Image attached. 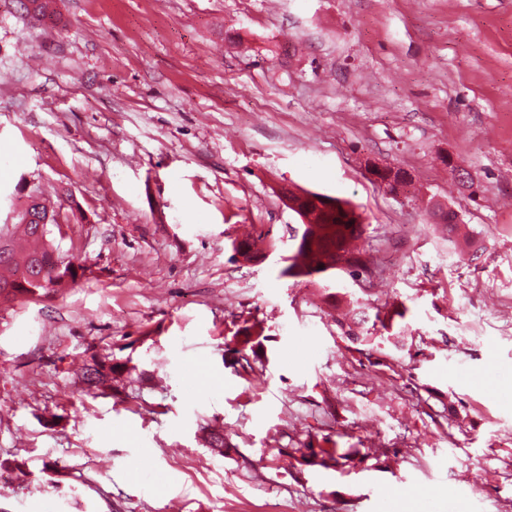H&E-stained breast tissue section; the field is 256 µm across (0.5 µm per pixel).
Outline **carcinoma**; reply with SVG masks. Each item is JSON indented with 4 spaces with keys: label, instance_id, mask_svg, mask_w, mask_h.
Wrapping results in <instances>:
<instances>
[{
    "label": "carcinoma",
    "instance_id": "cac0c4a2",
    "mask_svg": "<svg viewBox=\"0 0 512 512\" xmlns=\"http://www.w3.org/2000/svg\"><path fill=\"white\" fill-rule=\"evenodd\" d=\"M20 8L32 19L41 24L54 22L57 13L53 9L51 0H18ZM312 212L315 213V221L304 225V232L293 244L290 254L285 258V266L281 275L298 278L313 274L347 273L356 277L358 271L367 265L363 255L366 249L354 251L351 243L363 237L364 227L360 224L359 215L346 206V203L336 201V206L326 208L311 203ZM433 215L439 216L440 223L448 225V233L456 234L461 228L459 213L453 208L448 210L438 209ZM19 229L18 235H13V229ZM13 235L20 246L21 253L28 252V244L34 233L28 230V225L20 221L9 226L0 225V236ZM233 255L230 260H236V255H242L248 261H257L262 252L256 248V239H236L231 243ZM83 266L75 260L66 263H57L52 253L41 252L40 260L36 267L31 269V277L24 279L23 283L14 289L11 299H40L49 297L56 291V286L68 279L72 282L79 277L78 271ZM19 261L16 259L0 258V284L18 283ZM408 308L397 301L385 304L377 310L375 318L381 327L388 331L398 322L405 319ZM264 327L262 322L255 320L250 324L239 327L232 337L233 347L229 351L237 356V363L243 370H254L253 362L258 360V350L261 346ZM121 368L119 364L94 365L86 369L84 381L88 388L92 389L103 383L108 374ZM298 453L295 461L300 466L329 467L344 463L349 470H364L368 456L358 452H349L337 447L336 442L329 438H323V444L314 445L308 443L304 448H296Z\"/></svg>",
    "mask_w": 512,
    "mask_h": 512
}]
</instances>
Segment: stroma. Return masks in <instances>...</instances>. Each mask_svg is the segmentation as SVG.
Returning a JSON list of instances; mask_svg holds the SVG:
<instances>
[{
    "label": "stroma",
    "mask_w": 512,
    "mask_h": 512,
    "mask_svg": "<svg viewBox=\"0 0 512 512\" xmlns=\"http://www.w3.org/2000/svg\"><path fill=\"white\" fill-rule=\"evenodd\" d=\"M58 12L42 25L0 0V193L69 197L82 219L60 246L85 268L0 304V512H389L396 491L424 512H512V0ZM454 164L471 189L451 191ZM282 186L361 214L380 267L370 290L344 273L330 290L375 336L377 310L405 302L380 365L326 289L281 276L301 224ZM263 229L265 259L230 262ZM253 317L267 339L249 376L224 342ZM95 355L121 368L93 397ZM326 435L395 454L349 476L294 468L290 450ZM145 458L162 481L138 478Z\"/></svg>",
    "instance_id": "35a3bbf8"
}]
</instances>
